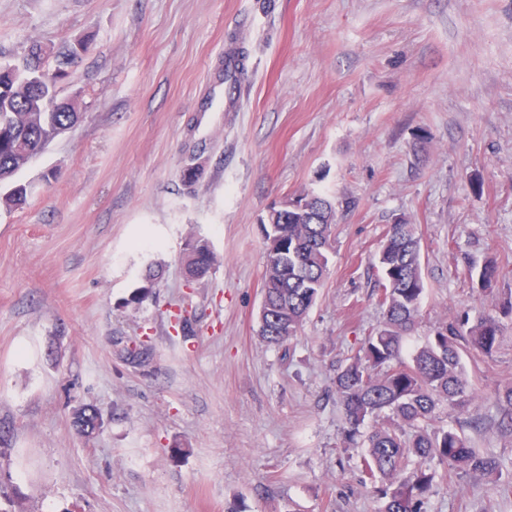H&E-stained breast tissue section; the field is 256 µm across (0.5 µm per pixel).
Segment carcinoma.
I'll list each match as a JSON object with an SVG mask.
<instances>
[{
    "mask_svg": "<svg viewBox=\"0 0 512 512\" xmlns=\"http://www.w3.org/2000/svg\"><path fill=\"white\" fill-rule=\"evenodd\" d=\"M77 62L71 49L51 53L34 44L21 58L0 63V209L23 206L31 186L16 180L19 172L57 137L73 130L82 118L76 100L60 99L57 85L70 77ZM204 175L201 156L194 154L183 169V184L192 190ZM310 209L323 223L304 220L290 210L270 213L275 229L265 232L266 265L263 292L275 320L259 329L263 340L280 345L296 335L324 286L335 205L329 198L306 193ZM187 276L200 279L217 258L204 239L184 247ZM381 273V328L365 337L358 354L336 374V391L345 414V438L357 444L366 421L389 413L392 418L363 435L365 455L362 484L374 488L383 500L381 512H424V496L436 477L470 471L493 473L497 460L471 448L452 428L428 430L437 408H463L472 397L461 354L491 357L501 336V318L512 317V300L484 313L476 324L466 320L435 331L432 340L402 357L404 336L415 326L425 291L420 245L412 224L389 225L376 256ZM478 287L489 290L499 276L493 262L471 267ZM502 422L512 427V385L496 396ZM72 425L86 435L101 427L100 413L81 407Z\"/></svg>",
    "mask_w": 512,
    "mask_h": 512,
    "instance_id": "obj_1",
    "label": "carcinoma"
}]
</instances>
